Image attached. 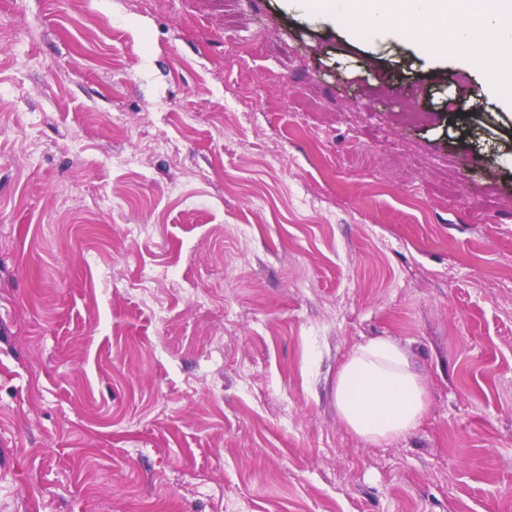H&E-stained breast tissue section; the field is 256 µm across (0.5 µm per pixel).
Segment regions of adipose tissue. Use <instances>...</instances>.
<instances>
[{"label":"adipose tissue","instance_id":"ef3b65f1","mask_svg":"<svg viewBox=\"0 0 512 512\" xmlns=\"http://www.w3.org/2000/svg\"><path fill=\"white\" fill-rule=\"evenodd\" d=\"M339 416L368 444L396 441L416 430L428 410L420 375L394 340L377 337L354 347L336 373Z\"/></svg>","mask_w":512,"mask_h":512}]
</instances>
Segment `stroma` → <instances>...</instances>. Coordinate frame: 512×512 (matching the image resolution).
<instances>
[{"label": "stroma", "mask_w": 512, "mask_h": 512, "mask_svg": "<svg viewBox=\"0 0 512 512\" xmlns=\"http://www.w3.org/2000/svg\"><path fill=\"white\" fill-rule=\"evenodd\" d=\"M283 0H0V512H512V108ZM389 337L392 443L336 372ZM339 416L368 444L394 442L416 430L428 410L420 375L403 348L377 337L354 347L336 373Z\"/></svg>", "instance_id": "35a3bbf8"}]
</instances>
